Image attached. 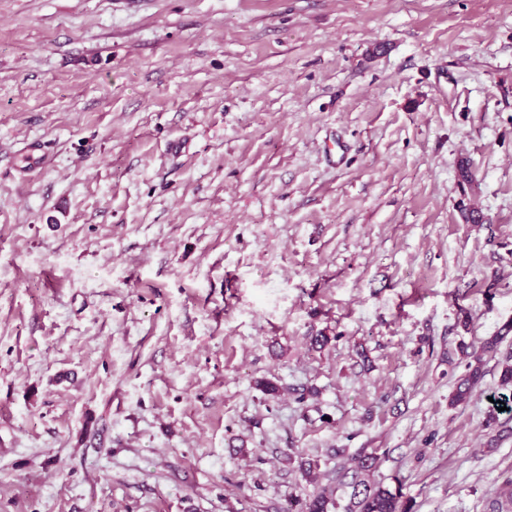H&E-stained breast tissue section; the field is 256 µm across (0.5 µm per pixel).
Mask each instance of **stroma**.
Listing matches in <instances>:
<instances>
[{
  "label": "stroma",
  "instance_id": "1",
  "mask_svg": "<svg viewBox=\"0 0 512 512\" xmlns=\"http://www.w3.org/2000/svg\"><path fill=\"white\" fill-rule=\"evenodd\" d=\"M511 322L512 0H0V512H490ZM469 369V372L457 383L455 392L451 398V402L453 404L465 402L469 398L473 388L483 377V370L481 368L480 360H478L476 365H470ZM377 456L361 454L357 464L352 467L351 507L352 512H410L407 501L404 500L402 485L394 488L383 483L370 482L365 478L366 472L375 468Z\"/></svg>",
  "mask_w": 512,
  "mask_h": 512
}]
</instances>
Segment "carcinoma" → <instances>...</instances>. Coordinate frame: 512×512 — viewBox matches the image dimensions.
Instances as JSON below:
<instances>
[{
    "label": "carcinoma",
    "mask_w": 512,
    "mask_h": 512,
    "mask_svg": "<svg viewBox=\"0 0 512 512\" xmlns=\"http://www.w3.org/2000/svg\"><path fill=\"white\" fill-rule=\"evenodd\" d=\"M482 377L481 363L469 366V372L458 381L451 402L455 404L466 401ZM376 462L377 456L361 454L357 464L352 467L350 512H410L404 500L402 485L391 487L365 478L366 472L375 468ZM330 503L332 500L323 488L301 503L300 512H328Z\"/></svg>",
    "instance_id": "cac0c4a2"
}]
</instances>
